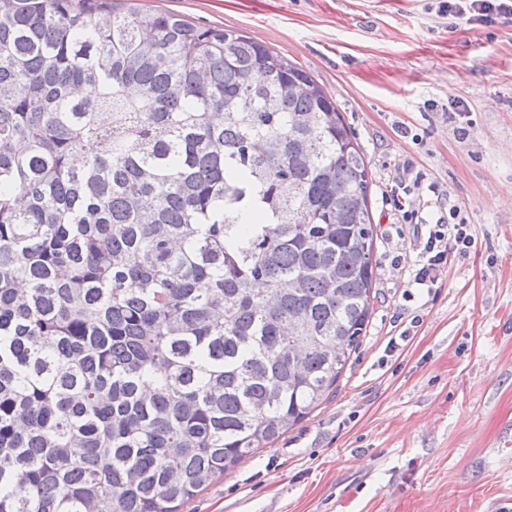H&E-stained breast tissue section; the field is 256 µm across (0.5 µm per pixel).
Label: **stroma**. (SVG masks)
Segmentation results:
<instances>
[{"label":"stroma","instance_id":"35a3bbf8","mask_svg":"<svg viewBox=\"0 0 512 512\" xmlns=\"http://www.w3.org/2000/svg\"><path fill=\"white\" fill-rule=\"evenodd\" d=\"M314 76L371 174L373 312L336 390L182 512H512V19L436 0H143ZM472 245L436 283L429 230ZM468 224L466 218H459L457 224H434L438 229L430 230L429 236L424 246V252H421L423 260L426 262L420 264L422 260H416L417 265H422L416 269L411 286L430 287L437 280L438 272L443 264L448 262V240L453 241L456 250L465 252L471 245V235L467 233Z\"/></svg>","mask_w":512,"mask_h":512}]
</instances>
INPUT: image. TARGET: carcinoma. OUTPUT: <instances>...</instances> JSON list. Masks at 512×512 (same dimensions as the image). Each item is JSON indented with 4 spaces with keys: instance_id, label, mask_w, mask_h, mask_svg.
Returning <instances> with one entry per match:
<instances>
[{
    "instance_id": "cac0c4a2",
    "label": "carcinoma",
    "mask_w": 512,
    "mask_h": 512,
    "mask_svg": "<svg viewBox=\"0 0 512 512\" xmlns=\"http://www.w3.org/2000/svg\"><path fill=\"white\" fill-rule=\"evenodd\" d=\"M369 186L253 38L0 0V512H179L308 418L371 317Z\"/></svg>"
}]
</instances>
